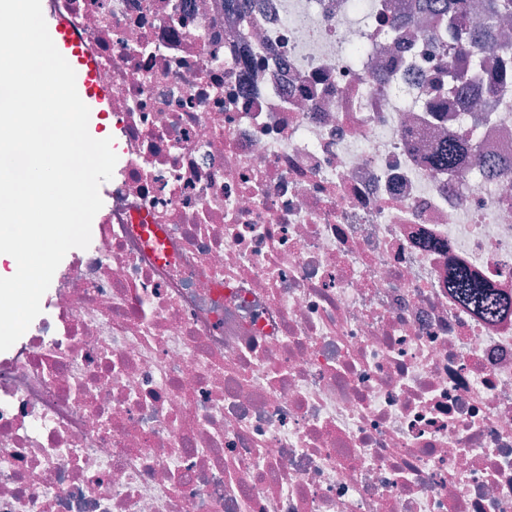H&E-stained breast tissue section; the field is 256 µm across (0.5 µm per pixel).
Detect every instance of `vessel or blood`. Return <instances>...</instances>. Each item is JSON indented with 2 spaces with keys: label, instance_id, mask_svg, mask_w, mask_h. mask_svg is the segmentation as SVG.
Wrapping results in <instances>:
<instances>
[{
  "label": "vessel or blood",
  "instance_id": "vessel-or-blood-1",
  "mask_svg": "<svg viewBox=\"0 0 512 512\" xmlns=\"http://www.w3.org/2000/svg\"><path fill=\"white\" fill-rule=\"evenodd\" d=\"M48 31L57 48L67 57L76 73V88L93 112L110 109V93L101 85L97 64L73 28L59 14H52Z\"/></svg>",
  "mask_w": 512,
  "mask_h": 512
}]
</instances>
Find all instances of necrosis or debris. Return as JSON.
Returning a JSON list of instances; mask_svg holds the SVG:
<instances>
[{"label": "necrosis or debris", "mask_w": 512, "mask_h": 512, "mask_svg": "<svg viewBox=\"0 0 512 512\" xmlns=\"http://www.w3.org/2000/svg\"><path fill=\"white\" fill-rule=\"evenodd\" d=\"M63 13L118 161L0 354V512H512V75L404 0ZM467 159V150L464 146L455 142H442L432 156L434 166L449 169L463 163ZM459 300L467 307L480 312L488 319H493L498 310V303L493 289L473 278L464 270H458L449 281Z\"/></svg>", "instance_id": "obj_1"}]
</instances>
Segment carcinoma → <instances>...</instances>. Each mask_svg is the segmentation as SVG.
<instances>
[{"label": "carcinoma", "mask_w": 512, "mask_h": 512, "mask_svg": "<svg viewBox=\"0 0 512 512\" xmlns=\"http://www.w3.org/2000/svg\"><path fill=\"white\" fill-rule=\"evenodd\" d=\"M418 11L434 8L444 13L443 21L452 33V51L457 56L511 55L512 44L501 41L498 20L512 15V0H484L482 22L472 24L471 5L468 0H415ZM467 159L464 146L452 141L444 142L432 156L434 166L449 169ZM459 300L467 307L480 312L488 319L496 316L498 303L493 289L473 278L464 270H458L449 281Z\"/></svg>", "instance_id": "cac0c4a2"}]
</instances>
